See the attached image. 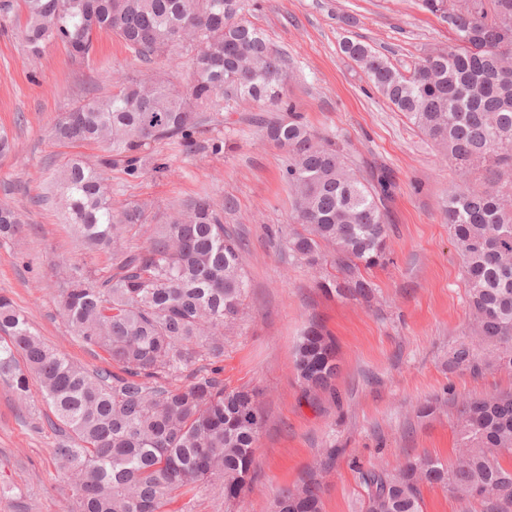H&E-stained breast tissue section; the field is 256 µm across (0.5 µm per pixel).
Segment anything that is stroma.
I'll list each match as a JSON object with an SVG mask.
<instances>
[{
    "mask_svg": "<svg viewBox=\"0 0 512 512\" xmlns=\"http://www.w3.org/2000/svg\"><path fill=\"white\" fill-rule=\"evenodd\" d=\"M246 17L285 52L290 75L281 93L310 129L342 142L361 168L385 170L395 185L388 204L390 263L371 275L372 292L341 300L320 283L332 263L309 267L281 245L291 222L282 179L287 156L261 139L252 115L262 104L228 112L212 136L221 152H183L165 142L153 152L163 173L138 179L112 172V204L152 202L162 214L201 192L230 199L224 222L247 241L245 311L224 337L220 361L226 389L256 391L263 415L255 474L232 502L202 484L177 496L165 512H271L279 488L316 472L323 512H363L358 470L381 460L397 466L429 456L451 463L456 420L450 394L512 388V375L487 367L481 375L449 364L468 330L466 287L443 208L460 175L443 153L343 57L342 38L364 41L404 69L452 42L447 23L418 0H243ZM23 16L0 23V133L13 150L0 155V204L19 211L21 239L0 242V293L11 297L49 345L85 367L104 368L103 352L77 340L57 308L55 267L77 262L107 271V253L85 249L45 198L70 158L93 157L92 145L55 141L60 113L92 96L111 93L115 78H150L158 64L136 60L121 41L102 36L88 62L59 43L39 59L25 51ZM318 322L336 339L341 372L335 394L301 396L293 354L301 330ZM433 402L434 412L417 408ZM53 413L32 387L19 399L0 380V512H75L67 478L52 456L58 437ZM336 446L333 467L320 468L321 450Z\"/></svg>",
    "mask_w": 512,
    "mask_h": 512,
    "instance_id": "1",
    "label": "stroma"
}]
</instances>
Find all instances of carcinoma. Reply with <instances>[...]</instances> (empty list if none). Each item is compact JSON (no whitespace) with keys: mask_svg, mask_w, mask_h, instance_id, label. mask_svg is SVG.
I'll return each mask as SVG.
<instances>
[{"mask_svg":"<svg viewBox=\"0 0 512 512\" xmlns=\"http://www.w3.org/2000/svg\"><path fill=\"white\" fill-rule=\"evenodd\" d=\"M448 23L454 42L420 57L406 71L369 44L350 38L341 53L374 89L433 141L461 170L445 217L462 261L469 332L450 363L480 374L479 347H495L493 363L512 373V0H471L450 17L448 0H419ZM25 14L23 40L37 59L50 43L88 61L106 34L136 58L174 61L179 29L191 26L192 79L147 85L125 76L112 94L90 97L58 117L56 140L97 144L91 162L67 161L57 199L73 235L110 253L105 273L67 265L59 314L91 351L119 367L89 370L46 345L26 315L0 294V378L20 399L39 382L63 438L53 459L68 477L78 512H161L182 489L207 484L219 494L242 490L256 459L262 414L252 390L224 389L217 370L172 381L201 354L224 355V331L244 309L245 244L224 225L230 199L201 194L155 227L144 243L125 235L148 221V204L112 205L108 172L131 178L165 169L153 145L190 152L220 111L249 101L270 111L253 120L261 135L288 153L283 180L298 227L284 238L289 256L317 266L335 251L336 294L366 296L364 274L389 261L387 204L393 183L366 173L344 148L311 130L279 97L287 56L243 16L242 0H0V20ZM21 219L0 205V239H13ZM303 396L334 389L340 372L336 341L317 322L294 351ZM459 454L451 465L428 456L391 470L360 469L364 512H422V488L442 485L485 512H512V390L451 398ZM272 512H322V488L307 475L281 487Z\"/></svg>","mask_w":512,"mask_h":512,"instance_id":"obj_1","label":"carcinoma"}]
</instances>
